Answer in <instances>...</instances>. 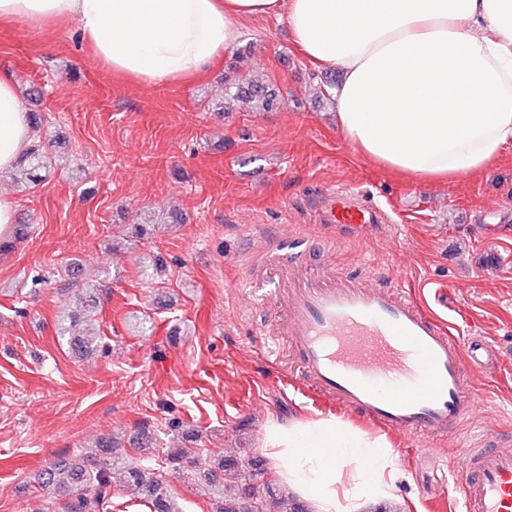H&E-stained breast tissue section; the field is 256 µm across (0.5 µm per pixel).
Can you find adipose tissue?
Returning <instances> with one entry per match:
<instances>
[{"label":"adipose tissue","mask_w":512,"mask_h":512,"mask_svg":"<svg viewBox=\"0 0 512 512\" xmlns=\"http://www.w3.org/2000/svg\"><path fill=\"white\" fill-rule=\"evenodd\" d=\"M258 15L286 17L297 50L337 73V125L375 165L446 182L485 172L512 145V0H0V24L76 25L104 69L145 87L199 79ZM31 135L0 73V173ZM264 445L318 512H360L395 492L391 449L337 418L269 423Z\"/></svg>","instance_id":"1"}]
</instances>
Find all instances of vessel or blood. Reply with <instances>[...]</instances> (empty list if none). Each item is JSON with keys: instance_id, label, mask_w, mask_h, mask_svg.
<instances>
[{"instance_id": "obj_1", "label": "vessel or blood", "mask_w": 512, "mask_h": 512, "mask_svg": "<svg viewBox=\"0 0 512 512\" xmlns=\"http://www.w3.org/2000/svg\"><path fill=\"white\" fill-rule=\"evenodd\" d=\"M320 224L378 228L388 215L353 191L330 187ZM305 237L279 239L270 255L288 275L274 335L289 336L298 373L289 383L314 399L404 438H439L478 404L479 339L461 342L446 321L407 295L399 281L337 279L301 265ZM461 512H512V448H472Z\"/></svg>"}]
</instances>
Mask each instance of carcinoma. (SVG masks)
<instances>
[{
	"label": "carcinoma",
	"instance_id": "obj_1",
	"mask_svg": "<svg viewBox=\"0 0 512 512\" xmlns=\"http://www.w3.org/2000/svg\"><path fill=\"white\" fill-rule=\"evenodd\" d=\"M224 94L244 98L263 111L278 107L277 93L257 79L224 81ZM55 164V156L48 153V145L34 140L20 155L15 173L26 188L43 180V172ZM64 291L73 310L63 316L59 335L66 339L69 350L77 357L97 352L102 336L92 328V321L99 313L102 284L80 277L78 265L65 270ZM137 450L158 453L157 467L145 468L128 455H118L110 440L99 442L96 449H78L67 460L44 466L37 478L38 491L46 502L64 498L62 512H105L112 506L114 470L123 473L126 481L137 490L148 504L150 512H181L177 498L163 479V469L168 465L188 469L196 466L189 448H157V438L143 432L136 439ZM248 465L252 476L262 480L255 487L257 498L254 506L246 499L247 485L240 484L241 468ZM242 463L236 458L215 454L212 465L203 473L204 481L212 495V512H309L308 506L289 488L279 482L265 479L267 468L256 457Z\"/></svg>",
	"mask_w": 512,
	"mask_h": 512
}]
</instances>
